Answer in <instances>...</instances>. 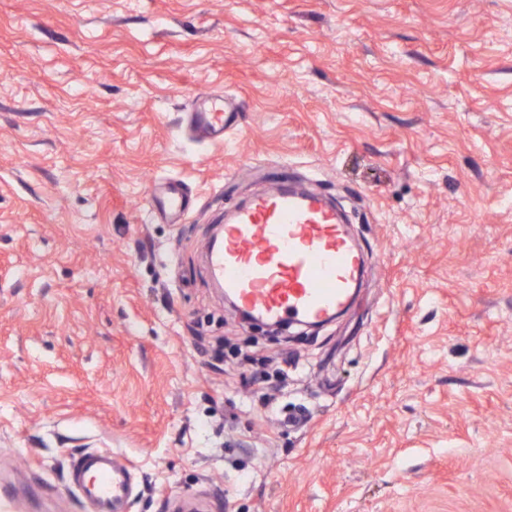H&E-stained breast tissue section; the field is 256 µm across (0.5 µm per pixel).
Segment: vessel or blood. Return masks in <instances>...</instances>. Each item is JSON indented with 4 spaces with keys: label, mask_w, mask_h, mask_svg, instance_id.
<instances>
[{
    "label": "vessel or blood",
    "mask_w": 512,
    "mask_h": 512,
    "mask_svg": "<svg viewBox=\"0 0 512 512\" xmlns=\"http://www.w3.org/2000/svg\"><path fill=\"white\" fill-rule=\"evenodd\" d=\"M240 106L212 94L188 114L191 132L210 141L235 129ZM180 182L151 185L148 218L176 222L190 210ZM215 281L239 304L279 323H314L342 309L352 298L366 264L335 206L301 186H270L230 210L224 235L208 247ZM133 466L108 448L84 452L71 462L70 482L86 512H126Z\"/></svg>",
    "instance_id": "obj_1"
}]
</instances>
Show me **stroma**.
<instances>
[{
    "instance_id": "35a3bbf8",
    "label": "stroma",
    "mask_w": 512,
    "mask_h": 512,
    "mask_svg": "<svg viewBox=\"0 0 512 512\" xmlns=\"http://www.w3.org/2000/svg\"><path fill=\"white\" fill-rule=\"evenodd\" d=\"M214 92L221 142L186 125ZM161 177L180 223L145 220ZM274 183L367 257L314 333L208 273ZM102 446L128 512H512V0H0V482L84 512ZM240 106L223 94H212L200 98L188 114L191 132L210 141H223L224 135L235 130L234 112ZM149 197L147 205L149 219L164 216L170 222H176L181 220L191 207V198L183 185L170 179L154 181ZM133 470L111 449L96 448L72 460L70 482L87 512H125L132 497Z\"/></svg>"
}]
</instances>
